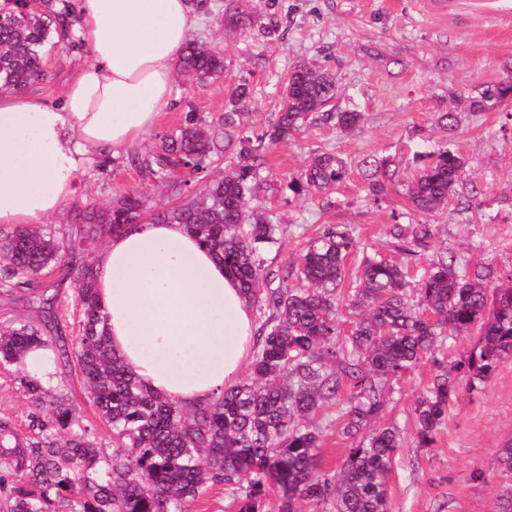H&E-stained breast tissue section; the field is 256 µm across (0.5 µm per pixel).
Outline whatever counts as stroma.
Masks as SVG:
<instances>
[{"instance_id":"obj_1","label":"stroma","mask_w":512,"mask_h":512,"mask_svg":"<svg viewBox=\"0 0 512 512\" xmlns=\"http://www.w3.org/2000/svg\"><path fill=\"white\" fill-rule=\"evenodd\" d=\"M229 0H212L191 40L224 53V75L200 85L174 80L171 100L145 139L127 151L90 167L78 195L51 217L64 228L90 203L108 204L115 195L136 188L151 192L154 208L179 202L173 187L154 186L134 164L159 145L163 134L183 124L188 113L218 120L232 107L250 115L223 158L197 174L196 185L223 177L239 151L256 144L255 136L280 110L284 83L300 63L334 74L339 92L337 112L362 113L354 132L335 121H307L288 141L264 148L251 207L274 216L283 232L278 244L262 254L267 271L293 266L306 243L325 228L344 224L359 250L346 260L339 293L348 297L366 255H379L405 266L410 286H417L438 250H448L467 267L490 265L512 270V101L496 111L471 108L468 99L488 82L512 83V0H453L440 10L432 0H254L256 24L241 30L225 24ZM89 59L82 42L58 44L45 63L47 76L29 94L60 102L74 73ZM242 101H234L237 87ZM456 111L455 129L439 122ZM450 143L465 162L478 195L466 190L451 196L441 209L413 210L407 188L419 158ZM332 153L348 165L339 184L297 194L292 178L300 176L318 154ZM392 159L396 173L382 194L370 189L372 161ZM431 224V248H399L390 235L393 222ZM54 297L68 348H76L80 303L68 268L56 264L36 276L29 290L0 291V323L39 324V296ZM475 336L446 338L424 354L412 374L394 381V392L380 424L395 425L405 439L389 475L391 512H497L512 496V472L498 467L497 456L512 439V359L505 360L477 390L459 386L432 447L414 444V406L435 372L459 359ZM20 369L0 367V418L9 419L19 435L29 433L34 406L22 391ZM52 392L79 408L98 446L112 449V433L89 402L74 368L57 365ZM342 404L317 412L313 421L322 435L321 469L336 474L350 439L336 419Z\"/></svg>"}]
</instances>
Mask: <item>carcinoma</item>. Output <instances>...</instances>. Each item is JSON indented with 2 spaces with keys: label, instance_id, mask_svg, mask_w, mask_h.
Instances as JSON below:
<instances>
[{
  "label": "carcinoma",
  "instance_id": "cac0c4a2",
  "mask_svg": "<svg viewBox=\"0 0 512 512\" xmlns=\"http://www.w3.org/2000/svg\"><path fill=\"white\" fill-rule=\"evenodd\" d=\"M255 18L251 0L225 10V20L236 28L251 27ZM76 20L69 0H40L39 10L27 12L0 0V92L24 91L43 79L47 47L70 38ZM178 71L195 84L216 80L224 74V54L191 41ZM509 91L512 84H486L470 98L471 106L493 111ZM336 94L330 74L296 66L284 83L280 111L256 141L261 146L284 141L319 112L343 130L360 127L364 117L359 112L324 111ZM240 125L235 108L217 124L190 113L135 162L156 183L169 184L177 173L186 182L224 155ZM260 159L248 152L224 178L151 217L185 225L224 263L251 304L272 311L258 336L251 377L194 412L148 390L109 344L92 266L75 262L70 269L82 307L76 365L88 398L112 431V455L90 440L75 404L23 376L21 388L37 409L29 424L35 434L22 439L0 420L6 512H189V503L208 483L244 487L238 512H265L272 493L277 512H301L300 504L319 505L332 493L336 512H389L388 478L403 445L400 432L387 425L358 437L383 408L381 380L412 372L446 334L479 336L471 351L433 376L417 400L415 443L425 448L448 415L457 386L463 382L475 388L512 356V271L476 266L458 274L456 258L443 252L415 298L406 291L399 265L366 257L349 303L357 315L350 334L340 340L337 290L345 278V259L356 247L343 224L310 240L295 265L276 274L278 287L260 292L267 279L262 251L278 243L272 217L248 208ZM371 169L372 191L381 193L393 177L390 160H375ZM346 173L342 159L321 154L289 188L320 191ZM465 182L460 154L441 148L408 185V199L414 209L430 212L448 203ZM145 194L144 189L127 190L107 207L89 204L63 234L47 224L0 231V279L37 276L62 255L74 259L125 225L144 221L150 211ZM434 232L432 224L391 228L395 240L413 248L429 247ZM291 276L306 287H288ZM43 305L40 325L0 329L1 367L18 365L28 349L47 345L55 347L57 362H70L55 309L48 300ZM423 309L430 317L422 315ZM344 388L350 396L338 430L345 438H358V444L348 449L333 481L321 471V435L306 418L335 403Z\"/></svg>",
  "mask_w": 512,
  "mask_h": 512
}]
</instances>
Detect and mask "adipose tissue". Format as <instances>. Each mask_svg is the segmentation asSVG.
Instances as JSON below:
<instances>
[{
  "label": "adipose tissue",
  "mask_w": 512,
  "mask_h": 512,
  "mask_svg": "<svg viewBox=\"0 0 512 512\" xmlns=\"http://www.w3.org/2000/svg\"><path fill=\"white\" fill-rule=\"evenodd\" d=\"M91 61L60 103L0 94V224L61 211L87 167L142 140L171 97L199 22L193 0H81ZM113 350L154 393L192 410L235 383L254 344L251 307L184 225H126L93 263Z\"/></svg>",
  "instance_id": "1"
}]
</instances>
